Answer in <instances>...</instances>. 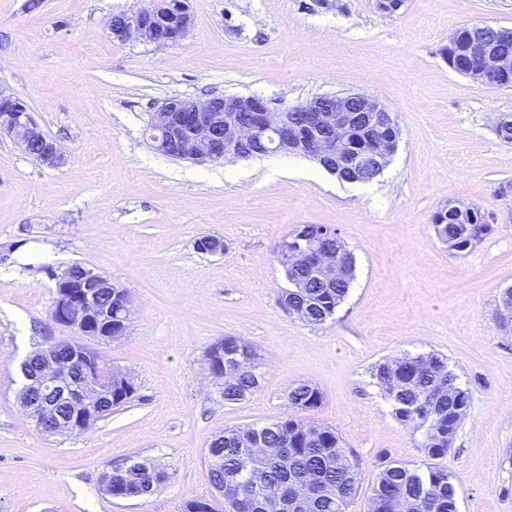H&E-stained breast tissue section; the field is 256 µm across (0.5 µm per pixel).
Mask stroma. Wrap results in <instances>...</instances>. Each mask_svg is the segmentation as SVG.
I'll return each instance as SVG.
<instances>
[{"label":"stroma","mask_w":512,"mask_h":512,"mask_svg":"<svg viewBox=\"0 0 512 512\" xmlns=\"http://www.w3.org/2000/svg\"><path fill=\"white\" fill-rule=\"evenodd\" d=\"M0 0V87L20 97L65 150L38 166L0 137V512H182L224 499L207 448L224 429L287 416L288 388L324 395L313 421L332 427L372 473L383 459L447 470L459 512H512V330L499 323L512 286V88L452 71L448 39L472 24L512 28V0H376L309 10L305 0H188L174 44L112 38V16L143 0ZM363 92L397 124L380 176L348 184L309 158L269 154L197 164L165 156L144 131L171 97L257 96L279 111L312 97ZM450 205L496 215L472 250L450 251L433 214ZM301 224L336 228L355 279L333 319L309 325L278 301L274 253ZM214 235L218 254L197 240ZM126 288L128 335L95 343L137 391L80 436H49L18 404L19 364L53 324L46 268L71 264ZM234 336L260 356L261 388L224 403L207 378L211 345ZM447 358L470 406L446 455L424 454L371 372L403 355ZM132 456L171 480L145 498L100 487Z\"/></svg>","instance_id":"35a3bbf8"}]
</instances>
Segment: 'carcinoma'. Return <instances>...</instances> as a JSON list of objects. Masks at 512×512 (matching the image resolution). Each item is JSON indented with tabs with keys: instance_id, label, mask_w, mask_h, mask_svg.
Wrapping results in <instances>:
<instances>
[{
	"instance_id": "1",
	"label": "carcinoma",
	"mask_w": 512,
	"mask_h": 512,
	"mask_svg": "<svg viewBox=\"0 0 512 512\" xmlns=\"http://www.w3.org/2000/svg\"><path fill=\"white\" fill-rule=\"evenodd\" d=\"M442 212L433 216V225L442 240L455 241L457 251L469 250L489 233V215L467 209L459 219L441 224ZM304 237L320 248H332L345 272L336 280L325 279L312 264L292 266L278 248L276 261L290 288L280 296V304L308 324H322L333 317L347 297L354 278V260L336 229L321 224H305L291 234ZM57 295L66 287L100 274L74 263L59 272ZM47 350L64 365L75 355L97 365L105 403L100 418L112 414L134 397L136 388L126 382L127 373L114 369L88 345L58 340ZM43 350L37 349L24 360L25 375L20 395L30 396V377L42 365ZM213 375L219 381L224 402L242 401L260 389L258 354L243 339L226 337L210 347ZM373 379L392 405L395 418L405 427L421 432V448L430 458L448 453V432H456L470 404V392L457 383L446 358L434 353L387 359L377 363ZM323 402L318 387L296 383L289 387L288 405L293 413L261 427L224 430L208 448V478L211 486L225 490L237 512H279L277 505L288 500L295 484L306 483L313 495L297 506L296 512H346L365 478L360 460L332 428L316 425L307 414ZM169 474L147 460L130 459L114 470L112 483L102 487L115 498H131L147 491L156 493ZM399 501L405 512H457V491L448 471L428 465L409 468L387 460L373 474L370 503L372 512Z\"/></svg>"
}]
</instances>
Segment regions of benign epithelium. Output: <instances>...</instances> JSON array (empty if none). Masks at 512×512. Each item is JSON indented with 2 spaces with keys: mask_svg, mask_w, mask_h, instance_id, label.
Here are the masks:
<instances>
[{
  "mask_svg": "<svg viewBox=\"0 0 512 512\" xmlns=\"http://www.w3.org/2000/svg\"><path fill=\"white\" fill-rule=\"evenodd\" d=\"M192 25L188 0H147L138 11L110 20L112 38L119 41L137 40L145 44L174 43L184 39ZM450 66L455 72L502 86L512 85V57L503 53L497 42L487 39L484 26L464 27V39L454 48ZM0 136L11 138L24 148L39 140L41 151L33 160L45 168H58L65 160L62 147L37 125L25 102L0 89ZM239 112L252 113V122L242 124ZM303 112V128L288 124V113ZM369 115L375 135L370 146L362 150L347 141L349 113ZM336 128V139L327 141L317 134L323 125ZM154 147L165 149L175 141L181 148L176 158L196 162H221L245 158L242 151L255 141L264 144V154L297 153L319 162L331 174H337L336 154L342 153L350 163L361 169L381 174L392 155L397 129L388 110L376 99L364 93L325 94L295 106L273 112L257 96L225 95L219 99L200 101L192 98L165 100L154 111V121L148 128ZM288 254L297 263L313 262L330 277L337 274L336 256L317 250L311 245L294 241ZM103 282L83 284L71 299L52 308L53 319L77 330L78 335L90 333L94 321L112 322V308L97 300V289ZM85 378L73 382L66 369L49 353L44 354L42 368L31 378L34 388L44 399L25 407V413L40 427L52 414L56 401L63 399L72 408L67 420H56V432H69L82 423L100 397L97 369L84 366Z\"/></svg>",
  "mask_w": 512,
  "mask_h": 512,
  "instance_id": "benign-epithelium-1",
  "label": "benign epithelium"
}]
</instances>
